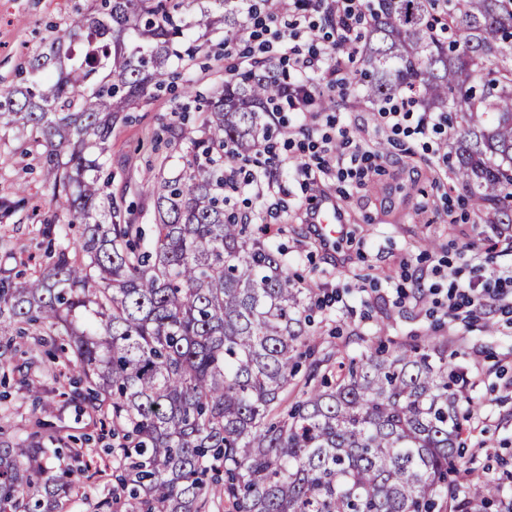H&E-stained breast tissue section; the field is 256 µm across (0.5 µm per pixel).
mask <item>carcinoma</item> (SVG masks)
<instances>
[{"mask_svg": "<svg viewBox=\"0 0 512 512\" xmlns=\"http://www.w3.org/2000/svg\"><path fill=\"white\" fill-rule=\"evenodd\" d=\"M378 0L364 35V97L414 94L425 112H455L452 163L472 210L512 222V0ZM245 0H88L78 22L33 51L0 86V129L41 148L49 240L40 273L0 278V363L60 342L89 403L111 419L119 512H209L224 472L233 512H512L501 486L467 479L468 400L447 347L401 344L359 358L331 349L311 361L288 403L300 359L314 355L313 307L280 250L224 199L225 167L270 141L283 71L224 81L192 123L181 168L146 172L154 236L112 209V128L155 97L171 64L215 31L233 39ZM480 79L481 95L472 82ZM0 194V224L24 207ZM80 235L70 236L74 225ZM36 430L0 440V512H49L71 472L48 476Z\"/></svg>", "mask_w": 512, "mask_h": 512, "instance_id": "cac0c4a2", "label": "carcinoma"}]
</instances>
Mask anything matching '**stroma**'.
<instances>
[{
    "mask_svg": "<svg viewBox=\"0 0 512 512\" xmlns=\"http://www.w3.org/2000/svg\"><path fill=\"white\" fill-rule=\"evenodd\" d=\"M83 5L84 0H0V84L11 83L31 50L74 23ZM171 70V90L131 109L112 131L113 202L147 228L154 213L141 192L146 169L162 164L172 172L183 163L181 151L165 144L168 127L193 111L195 95L214 92L241 67L237 57L225 56L216 32L194 61ZM316 97L327 104L318 124L347 127L365 149L387 143L378 171L357 183L324 176L327 194L344 213L335 251L325 250L303 222L310 195L297 169L277 171L276 192L252 204V221L265 226L286 255L299 287L324 301L312 327L319 349L359 355L378 342L421 344L431 335L448 340L451 360L465 372L475 402L466 433L470 466L475 475L500 480L510 496L512 314L499 308L490 289L496 277L512 276V224L487 223L465 205L450 189L451 167L434 157L431 146L378 128L374 106L358 93L344 94L323 82ZM39 171L38 148L25 136L7 133L0 145V193L20 187L28 202L14 223L0 224V268L14 274H31L45 261L42 226L30 217L32 207L46 201ZM426 238L435 243L428 252L421 247ZM418 282L429 291L417 301ZM454 282L474 286V306L448 312ZM43 364L31 377L30 392L0 382V438L35 431L40 422L72 435L74 447L90 452L91 476L73 483L63 512H98L116 485L101 419L67 402L76 375L71 364L62 358ZM34 391L39 401H32Z\"/></svg>",
    "mask_w": 512,
    "mask_h": 512,
    "instance_id": "1",
    "label": "stroma"
}]
</instances>
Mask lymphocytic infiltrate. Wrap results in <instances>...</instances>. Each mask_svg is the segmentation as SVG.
<instances>
[{
    "label": "lymphocytic infiltrate",
    "mask_w": 512,
    "mask_h": 512,
    "mask_svg": "<svg viewBox=\"0 0 512 512\" xmlns=\"http://www.w3.org/2000/svg\"><path fill=\"white\" fill-rule=\"evenodd\" d=\"M251 2L249 22L242 26L239 35L258 42L260 52L277 51L280 62L287 65L293 78L288 85V109L296 116H307L323 76H330L337 87H345L342 68L327 67L326 53H356L365 18V0H304V15L286 30L271 28L259 9L261 0ZM378 117L392 133L409 130L423 140L441 133L447 124L442 114L421 112L417 102L407 97L380 106ZM351 143L344 127L338 128L336 136L322 135L315 163L300 165L309 187H319L321 175L328 170L338 147L348 150L350 159L348 166L338 168L339 179L358 178L364 170L376 169V156L352 149Z\"/></svg>",
    "instance_id": "lymphocytic-infiltrate-1"
}]
</instances>
